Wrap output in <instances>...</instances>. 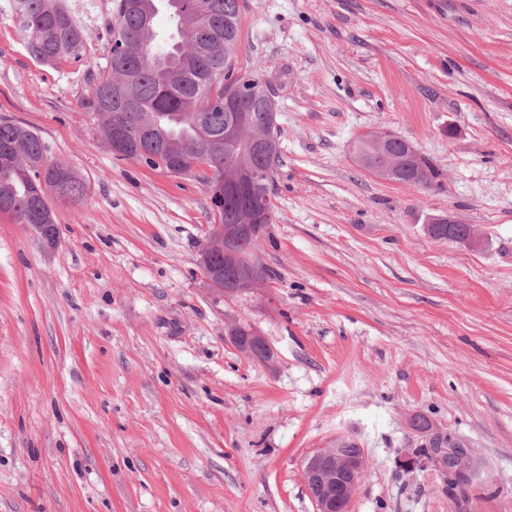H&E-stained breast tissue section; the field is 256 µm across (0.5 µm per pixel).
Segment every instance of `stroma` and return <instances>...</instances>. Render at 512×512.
<instances>
[{
	"mask_svg": "<svg viewBox=\"0 0 512 512\" xmlns=\"http://www.w3.org/2000/svg\"><path fill=\"white\" fill-rule=\"evenodd\" d=\"M240 3L281 156L273 276L225 296L198 265L207 187L113 155L80 106L113 0H62L84 50L53 66L0 0V117L87 183L52 251L0 214V512H315L303 462L340 437L368 461L348 512H512V0ZM383 129L432 189L358 166ZM434 215L474 240L431 238ZM419 414L467 448L463 490L421 460ZM363 139H369L376 145L378 149L381 150H384L387 145L394 141L402 142L406 151L412 157L420 161L423 159L422 163L424 168L420 161L414 158L407 159L404 164L398 163L392 167L389 179L394 182L405 184L411 178L412 173L421 172L423 180H420L419 184L415 185L414 187H419L418 189L420 190H429L432 188L438 177V171L435 169L429 159L426 157L423 158L421 152L411 141L389 130L378 132L373 136H366ZM404 146L399 142H395L389 151L396 157H402L404 155ZM232 329L229 331L230 339H232V336H236L232 340L234 343H237L239 341H245L246 336H248V330L250 328L243 326V325H239V329L235 333H232L233 332ZM257 348L270 349L271 350V359L266 360V359H261L260 357H258L255 352ZM238 349L247 358H249L251 360H256L258 362H261V363H264L267 365H271L275 361L274 360L275 352L273 350V347L269 344V342L267 341V339L264 336H261L258 332H256L253 329H250L247 341L240 344Z\"/></svg>",
	"mask_w": 512,
	"mask_h": 512,
	"instance_id": "obj_1",
	"label": "stroma"
}]
</instances>
